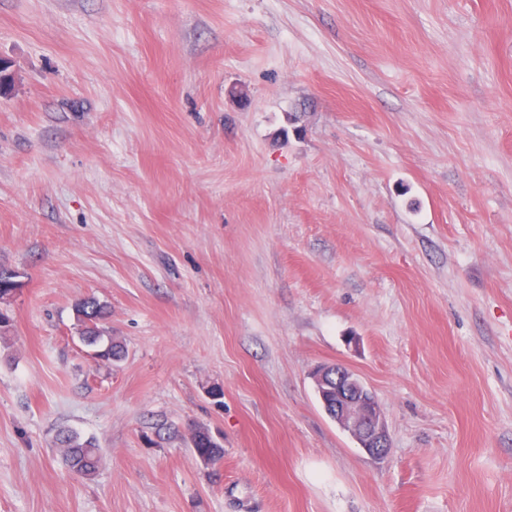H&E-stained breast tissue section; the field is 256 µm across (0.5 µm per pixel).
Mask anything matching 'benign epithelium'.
<instances>
[{
    "instance_id": "1",
    "label": "benign epithelium",
    "mask_w": 512,
    "mask_h": 512,
    "mask_svg": "<svg viewBox=\"0 0 512 512\" xmlns=\"http://www.w3.org/2000/svg\"><path fill=\"white\" fill-rule=\"evenodd\" d=\"M312 378L325 413L356 440L367 455L381 459L389 448L383 410L363 380L341 364H322Z\"/></svg>"
}]
</instances>
